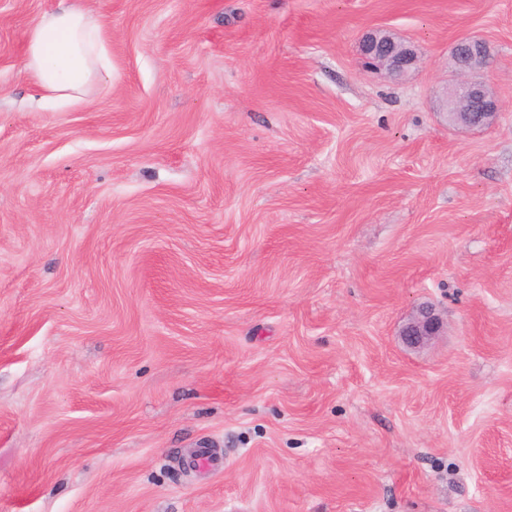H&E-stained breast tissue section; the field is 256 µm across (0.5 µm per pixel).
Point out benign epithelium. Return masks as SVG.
<instances>
[{
  "mask_svg": "<svg viewBox=\"0 0 512 512\" xmlns=\"http://www.w3.org/2000/svg\"><path fill=\"white\" fill-rule=\"evenodd\" d=\"M361 53L368 66L396 78L418 62L417 53L408 42L384 30L365 35L361 41ZM451 58L455 72L464 80L448 89V121L463 129L492 125L500 111V103L487 83L475 76L489 66L486 42L478 35H461L451 47ZM442 328L443 323L435 309L422 306L403 326L401 336L407 346L416 348L439 335Z\"/></svg>",
  "mask_w": 512,
  "mask_h": 512,
  "instance_id": "1",
  "label": "benign epithelium"
}]
</instances>
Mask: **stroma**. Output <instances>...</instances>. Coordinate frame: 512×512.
I'll use <instances>...</instances> for the list:
<instances>
[{"instance_id": "1", "label": "stroma", "mask_w": 512, "mask_h": 512, "mask_svg": "<svg viewBox=\"0 0 512 512\" xmlns=\"http://www.w3.org/2000/svg\"><path fill=\"white\" fill-rule=\"evenodd\" d=\"M82 3L112 81L45 109L59 0H0V512H512V0ZM361 53L369 67L400 77L418 62L416 51L394 34L379 30L368 33L361 41ZM455 72L466 79L448 88V121L463 129L485 128L494 123L500 103L487 83L473 73L489 66L486 42L478 35L459 36L451 47ZM443 323L433 307L418 308L412 318L403 326L401 336L409 347H420L438 336Z\"/></svg>"}]
</instances>
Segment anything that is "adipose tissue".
<instances>
[{"instance_id": "1", "label": "adipose tissue", "mask_w": 512, "mask_h": 512, "mask_svg": "<svg viewBox=\"0 0 512 512\" xmlns=\"http://www.w3.org/2000/svg\"><path fill=\"white\" fill-rule=\"evenodd\" d=\"M97 18L78 0L43 14L27 34L24 70L49 107L84 102L92 85L112 79Z\"/></svg>"}]
</instances>
